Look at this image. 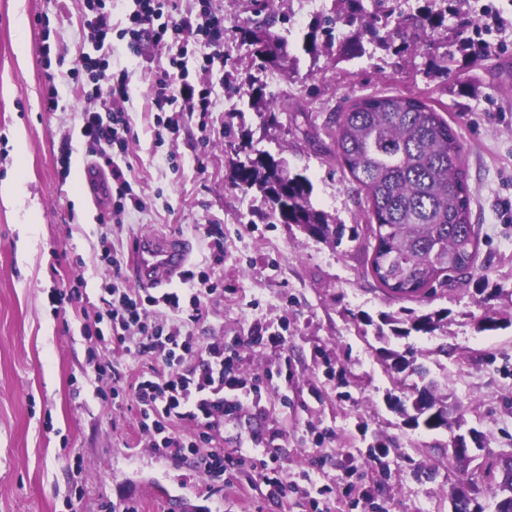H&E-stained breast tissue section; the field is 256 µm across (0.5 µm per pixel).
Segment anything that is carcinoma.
Wrapping results in <instances>:
<instances>
[{"label": "carcinoma", "mask_w": 512, "mask_h": 512, "mask_svg": "<svg viewBox=\"0 0 512 512\" xmlns=\"http://www.w3.org/2000/svg\"><path fill=\"white\" fill-rule=\"evenodd\" d=\"M392 0H335V8L322 13L305 37L312 55L326 46L336 47L340 60L352 61L369 49L392 48L395 43L414 47L432 56L435 73H448V53L437 51L448 43V12L431 7L415 13L395 14ZM457 18V44L473 58L482 56V42L463 34L475 20L464 13ZM275 17L264 27L244 31L243 40L253 46L257 68L273 66L288 73L285 41L270 32ZM325 129L333 142L331 155L349 172L365 193L369 219L376 224L372 273L387 292L396 297H417L434 283L461 280L470 274L478 240L471 223V199L463 145L448 121L424 101L407 95L368 96L354 100L342 112L329 115ZM233 184L245 191L257 189L269 205L268 217L295 224L305 234L341 244L345 225L314 207L313 186L302 174H292L284 161L266 154L236 162ZM446 312L384 322L391 335L378 331L377 338L406 337L411 332L433 334L443 327ZM396 373L411 370L433 390L430 405L415 394L399 403L405 421L428 430L450 427L444 411L448 396L435 393L436 383L416 363L411 350L381 349Z\"/></svg>", "instance_id": "1"}]
</instances>
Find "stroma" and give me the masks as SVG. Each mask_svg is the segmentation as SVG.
I'll use <instances>...</instances> for the list:
<instances>
[{
	"mask_svg": "<svg viewBox=\"0 0 512 512\" xmlns=\"http://www.w3.org/2000/svg\"><path fill=\"white\" fill-rule=\"evenodd\" d=\"M203 3L224 18V66L212 71L201 66L209 51L202 42L130 53L119 34L133 0H112L111 44L101 49L84 34L83 0H0V181L17 175L23 188L12 203L0 201V512H73L78 489L80 512L130 500L140 512H176L164 487L196 481L189 464L131 448L136 414L98 397L107 386L92 363L99 344L82 334L113 279L137 287L132 241L152 232L188 239L189 269L224 285L195 335L243 338L238 377L266 383L260 400L225 417L223 443L275 456L288 498L272 504L245 472L224 492V512H454L450 487L460 481L474 482L477 502L493 512L488 486L502 480L500 455L512 451V0H467L472 15L488 10L509 23L485 33L496 49L483 61L455 55L448 76L434 80L425 74L427 57L411 50L379 49L339 64L307 54L303 36L333 0H178L176 15L196 16ZM270 13L294 59L286 74L257 71L243 42V29ZM22 36L31 48L24 60ZM183 48L191 82L211 91V110L204 119L183 113L178 137L161 140L152 77ZM85 56L106 73L128 74L129 148L115 163L143 207L109 224L98 218L111 202L95 201L82 181L90 161L80 133ZM252 71L264 98L276 102L277 121L228 91L227 75ZM52 85L59 107L46 112L41 101ZM375 94L421 98L463 143L479 241L474 267L465 280L418 297L390 298L375 280L365 195L329 155V115ZM19 128L26 132L20 159ZM262 152L307 176L315 207L356 230L357 240L337 246L271 223L261 194L240 190L231 177L233 162ZM202 224L222 229L223 265L209 267ZM104 236L122 246L120 272L101 258ZM79 277L82 299L53 301ZM435 311L447 312L444 328L392 345L417 351L461 422L456 430L405 424L393 403L414 379L387 367L375 336L382 315ZM486 314L498 318L497 330H480ZM252 336L263 344H249ZM471 430L479 434L472 460L450 459L455 434Z\"/></svg>",
	"mask_w": 512,
	"mask_h": 512,
	"instance_id": "stroma-1",
	"label": "stroma"
}]
</instances>
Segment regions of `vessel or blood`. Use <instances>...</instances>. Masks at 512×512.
<instances>
[{
	"instance_id": "obj_1",
	"label": "vessel or blood",
	"mask_w": 512,
	"mask_h": 512,
	"mask_svg": "<svg viewBox=\"0 0 512 512\" xmlns=\"http://www.w3.org/2000/svg\"><path fill=\"white\" fill-rule=\"evenodd\" d=\"M134 247L139 279L148 288L172 283L182 275L189 258V246L179 237L146 234L137 237Z\"/></svg>"
}]
</instances>
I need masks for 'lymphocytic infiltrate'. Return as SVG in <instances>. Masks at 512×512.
<instances>
[{
  "mask_svg": "<svg viewBox=\"0 0 512 512\" xmlns=\"http://www.w3.org/2000/svg\"><path fill=\"white\" fill-rule=\"evenodd\" d=\"M178 9L176 0H135L130 13L128 47L141 53L145 46L165 45L171 36L205 41L207 62L223 59L224 18L204 10L195 21L169 20ZM95 105L82 112L81 135L92 155L111 163L117 152H126L131 131L124 104L128 99L127 73H96ZM152 105L167 113L163 127L170 135L180 131L178 113L209 112L210 93L188 80L182 58L156 72ZM183 287L155 294L146 288H126L113 283L106 317L112 334L101 341L95 364L99 376L112 381L113 396H125L136 408L137 439L163 456L189 462L210 478L215 490L230 486L242 466H250L267 489L273 503L286 496L272 456L246 457L241 449H224L221 428L226 416L241 410L244 396L233 374L236 347L204 342L194 336L191 324L207 313L209 298L220 284L207 273L185 271ZM124 353L125 368L112 363L114 353ZM194 427L192 435L180 434L181 424Z\"/></svg>",
  "mask_w": 512,
  "mask_h": 512,
  "instance_id": "1",
  "label": "lymphocytic infiltrate"
}]
</instances>
